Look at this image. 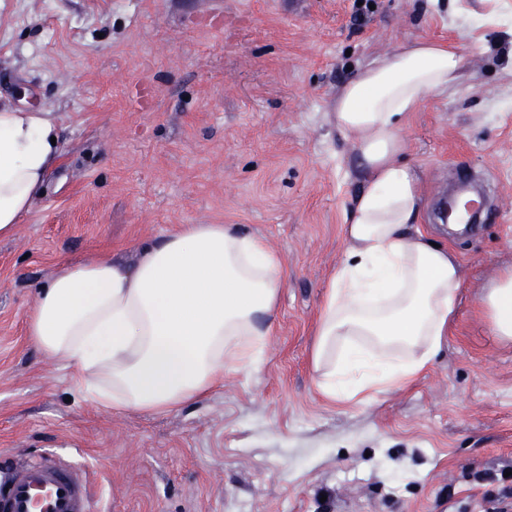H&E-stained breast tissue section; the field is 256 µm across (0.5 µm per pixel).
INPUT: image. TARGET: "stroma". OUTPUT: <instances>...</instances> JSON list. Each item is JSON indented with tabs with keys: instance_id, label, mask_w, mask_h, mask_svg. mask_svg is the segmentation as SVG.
<instances>
[{
	"instance_id": "obj_1",
	"label": "stroma",
	"mask_w": 512,
	"mask_h": 512,
	"mask_svg": "<svg viewBox=\"0 0 512 512\" xmlns=\"http://www.w3.org/2000/svg\"><path fill=\"white\" fill-rule=\"evenodd\" d=\"M417 38L465 59L403 130L422 224L463 287L428 370L346 404L310 361L360 187L331 106L356 69ZM6 104L51 113L63 152L0 240L1 458L58 453L90 473L95 512H489L512 490V346L478 316L512 264V0H0ZM469 178L486 208L457 232L437 206ZM180 224H237L283 258L265 364L174 414L99 411L32 347L25 315L61 263L129 258Z\"/></svg>"
}]
</instances>
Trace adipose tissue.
<instances>
[{
	"label": "adipose tissue",
	"mask_w": 512,
	"mask_h": 512,
	"mask_svg": "<svg viewBox=\"0 0 512 512\" xmlns=\"http://www.w3.org/2000/svg\"><path fill=\"white\" fill-rule=\"evenodd\" d=\"M463 67L452 46L415 40L361 67L333 103L363 185L314 328L311 361L328 397L368 404L406 388L449 334L462 267L421 230V177L399 157L410 113L455 86ZM56 134L47 113L0 106V239L42 190L61 153ZM283 266L238 225L182 224L138 246L130 263L101 254L61 264L26 316L27 335L96 409L175 413L226 375L261 369ZM479 312L491 336L512 343V266L485 286Z\"/></svg>",
	"instance_id": "obj_1"
}]
</instances>
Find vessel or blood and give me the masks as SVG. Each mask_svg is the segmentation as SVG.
Instances as JSON below:
<instances>
[{"instance_id": "1", "label": "vessel or blood", "mask_w": 512, "mask_h": 512, "mask_svg": "<svg viewBox=\"0 0 512 512\" xmlns=\"http://www.w3.org/2000/svg\"><path fill=\"white\" fill-rule=\"evenodd\" d=\"M85 475L49 455L0 475V512H90Z\"/></svg>"}]
</instances>
